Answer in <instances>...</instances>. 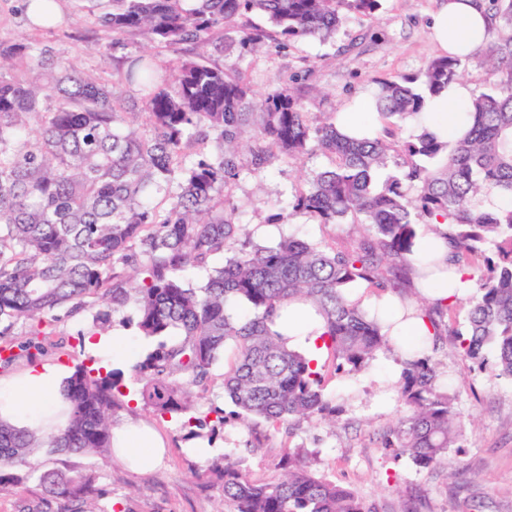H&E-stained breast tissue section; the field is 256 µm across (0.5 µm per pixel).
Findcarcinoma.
Masks as SVG:
<instances>
[{"label": "carcinoma", "instance_id": "obj_1", "mask_svg": "<svg viewBox=\"0 0 512 512\" xmlns=\"http://www.w3.org/2000/svg\"><path fill=\"white\" fill-rule=\"evenodd\" d=\"M85 2L112 44L140 38L151 51L125 57L106 84L51 45L0 40V369L46 352L36 337L46 335V318L58 309L88 310L103 330L132 305L139 335L153 342L131 368L144 406L182 417L189 437L213 442L224 409L192 414L194 389L209 385L231 345L223 389L233 416L292 431L303 421L336 420V405L323 392L320 369L270 329L285 306H311L336 370L359 372L393 345L387 329L395 313L371 317L345 289L365 283L394 295L405 320L414 279L457 268L471 282L466 296L413 307L428 335L401 345L409 414L383 442L419 469L442 463L460 440L453 383L431 356L448 333V315L462 318L453 330L460 355L512 380V208L480 204L493 190L512 197V36L485 52L498 80L472 96L464 135L440 141L422 127L399 140L389 123L419 116L426 97L459 79L461 61L444 55L416 77L377 81L381 132L360 140L342 135L336 117L312 116L293 81L258 97L210 50L227 42L252 51L332 40L346 14L371 18L381 0ZM249 15L269 27L234 26ZM164 51L176 58L160 60ZM125 87L137 89L141 107L127 104ZM243 148L255 170L278 156L328 157L331 166L278 219L349 220L353 243L338 248L297 235L274 246L252 243L234 210L224 208ZM391 159L396 172L376 183ZM408 185L418 188L415 196ZM420 223L447 240L448 268L419 253ZM119 264L127 276L117 274ZM188 267L207 270V282H187ZM19 322L30 324L32 338L15 341ZM124 381L121 368L80 364L63 381L61 425L21 427L0 417V489L22 483L43 453L112 452ZM281 469L258 482L223 454L198 476L221 486L228 512H373L313 471L300 448L288 450ZM43 480L60 512H82L79 505L101 496L91 469L50 471Z\"/></svg>", "mask_w": 512, "mask_h": 512}]
</instances>
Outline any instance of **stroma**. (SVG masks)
<instances>
[{
	"label": "stroma",
	"mask_w": 512,
	"mask_h": 512,
	"mask_svg": "<svg viewBox=\"0 0 512 512\" xmlns=\"http://www.w3.org/2000/svg\"><path fill=\"white\" fill-rule=\"evenodd\" d=\"M438 5L439 0H383L373 18H346L335 43L309 40L281 51L235 49L212 58L238 69L259 94L298 77L310 112L340 113L359 95L375 91L378 79L418 75L428 61L441 56L431 36ZM100 36L93 15L78 9L76 0H63L60 24L45 30L29 25L17 0H0V39L52 43L78 70L108 81L116 52L92 50L91 42ZM327 163L316 154L277 157L258 172L243 168L224 191L227 205L256 243L270 246L297 234L347 246L356 235L352 225L325 226L304 216L287 223L275 218L278 202L291 201ZM92 328L90 313L58 312L44 339L47 351L36 364L69 376L75 365L90 359L85 336ZM433 358L440 371L457 380L454 409L462 421V445L449 449L445 463L420 470L407 456L378 444L407 410L400 393L403 363L394 349L380 351L366 370L356 373L335 371L330 352H323L324 391L341 408L336 422H305L291 432L265 429L259 448L250 452L248 430L232 420L213 440V453H234L254 479L264 481L278 475L279 460L288 449H308L317 473L349 487L374 512H512V381L471 370L450 335ZM128 421L146 424L161 436L166 453L157 467L136 471L112 454L43 456L26 481L0 492V512H18L24 503L56 512L41 477L63 467L96 472L103 495L93 503L95 512H222L221 488L205 485L195 475L206 457L198 451L199 440L188 438L181 419L157 415L136 400L112 415L113 425Z\"/></svg>",
	"instance_id": "35a3bbf8"
}]
</instances>
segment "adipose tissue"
Returning <instances> with one entry per match:
<instances>
[{
  "label": "adipose tissue",
  "instance_id": "adipose-tissue-1",
  "mask_svg": "<svg viewBox=\"0 0 512 512\" xmlns=\"http://www.w3.org/2000/svg\"><path fill=\"white\" fill-rule=\"evenodd\" d=\"M432 34L444 52L466 59L487 40V20L480 0H443L432 23ZM468 86L453 82L440 96L427 99L424 108L426 127L438 137L451 140L461 136L471 122ZM289 347L304 349L308 358L319 360L322 350L321 323L307 307L290 309L273 326ZM60 378L50 368L32 369L11 386L1 398L11 419L20 425L37 423L54 404Z\"/></svg>",
  "mask_w": 512,
  "mask_h": 512
}]
</instances>
